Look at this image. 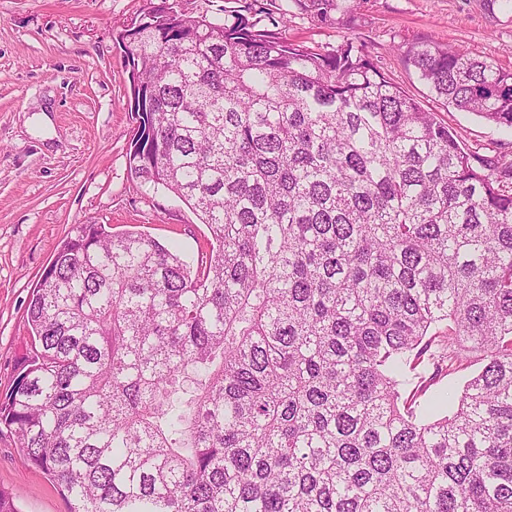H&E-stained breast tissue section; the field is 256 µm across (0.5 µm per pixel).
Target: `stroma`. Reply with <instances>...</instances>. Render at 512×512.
Here are the masks:
<instances>
[{"mask_svg":"<svg viewBox=\"0 0 512 512\" xmlns=\"http://www.w3.org/2000/svg\"><path fill=\"white\" fill-rule=\"evenodd\" d=\"M150 0H0V398L26 344L25 306L76 224H108L196 257L210 234L164 191L128 175L131 68L116 31ZM281 37L329 49L350 41L407 94L485 155H512V134L430 97L399 46L419 40L461 47L512 69V0H363L343 25L291 7ZM46 112L51 124L36 122ZM0 488L22 512H67L57 486L0 435Z\"/></svg>","mask_w":512,"mask_h":512,"instance_id":"1","label":"stroma"}]
</instances>
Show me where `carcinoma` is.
<instances>
[{"label": "carcinoma", "mask_w": 512, "mask_h": 512, "mask_svg": "<svg viewBox=\"0 0 512 512\" xmlns=\"http://www.w3.org/2000/svg\"><path fill=\"white\" fill-rule=\"evenodd\" d=\"M293 2L340 22L360 0ZM274 17L281 0H224L221 21L158 8L117 33L130 177L209 248L192 264L74 225L0 426L68 512H512V160ZM403 56L512 131V71L429 41ZM473 358L445 411L417 401Z\"/></svg>", "instance_id": "cac0c4a2"}]
</instances>
